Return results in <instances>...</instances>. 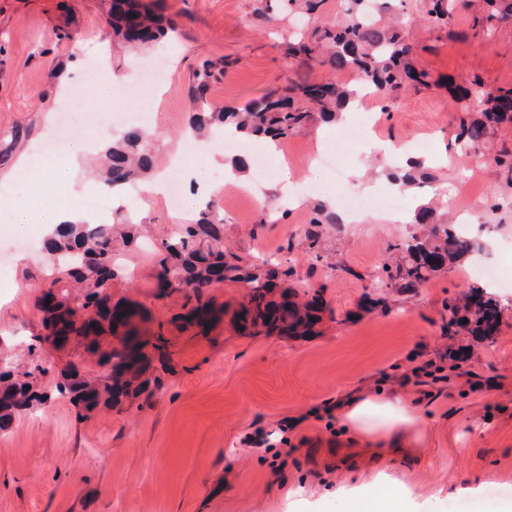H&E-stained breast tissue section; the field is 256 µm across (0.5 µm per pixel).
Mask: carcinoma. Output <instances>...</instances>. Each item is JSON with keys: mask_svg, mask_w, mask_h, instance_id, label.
<instances>
[{"mask_svg": "<svg viewBox=\"0 0 512 512\" xmlns=\"http://www.w3.org/2000/svg\"><path fill=\"white\" fill-rule=\"evenodd\" d=\"M377 0H345L347 21L336 29L313 31L309 40L295 39L288 43V55L308 69L326 68L336 74L351 73L370 87L381 99L389 92L409 83L418 93L436 84L426 71L415 72L410 61L411 46L403 29L395 22L382 24L375 18ZM426 14L434 21L447 25L455 15L461 0H427ZM484 13L474 19L472 30L489 36L500 23L512 22V0H483ZM115 34L136 47L153 44L158 38L175 31V25L164 18L156 3L145 0H123L120 8L108 12ZM216 65L203 62L194 73L193 92L204 97L215 78ZM309 85L291 81L283 89L288 97L273 94L238 111L199 110L191 117L190 128L200 137L216 135L226 129L255 141L270 139L278 143L305 130L313 120L311 108L305 105ZM465 99L466 112L454 139V148L467 153L487 141L496 126L512 124V87L487 91L483 81L475 76L459 89ZM353 96L348 86L339 80L323 84V92L312 100L323 119L330 120L343 110ZM25 132L15 127L10 138L0 133V166L8 164L13 149ZM155 133L142 127H132L112 141L102 155L99 176L112 188H122L147 179L152 171L150 146ZM497 172L512 185V151L502 149L495 155ZM223 218L212 206L202 212L194 224H187L173 236L162 241L158 261L160 288L186 291L194 303L178 316L186 324L206 331L219 320L217 311L205 291L213 276L222 273L221 280L245 282L248 292L233 313L232 321L253 336L278 333L305 336L319 320L323 302L314 297L300 306L283 291L275 299L276 281L292 276L293 270L263 269L243 262L226 259L222 242ZM472 240L460 237L451 224L434 226L430 235L417 236L400 246L398 264L382 266L378 288H420L443 267L453 268L474 251ZM44 249L52 269L51 280L45 285L56 293L62 303L44 316L48 335L63 325L66 335L81 339L85 351L99 355L98 365L110 358L117 359L124 371L113 376L100 371L93 376L74 371L56 384V391L70 397L72 403L92 409L104 403L114 406L119 398L148 389L151 379L146 372L157 362L160 369H169L172 353L170 339L160 330L147 346L136 343L141 351L136 360H128L131 342L139 336L136 320L143 318L139 306L132 301H118L112 308L101 305L109 296L115 265L114 229L112 225L64 224L48 239ZM497 299L482 286H472L460 300L448 303V332L465 329L471 334L491 337L488 312L498 310ZM467 322H462V319ZM47 369L36 365L33 370L15 377L10 371L0 372V427L9 423L12 415L34 404H47L50 397L38 393L37 386Z\"/></svg>", "mask_w": 512, "mask_h": 512, "instance_id": "carcinoma-1", "label": "carcinoma"}]
</instances>
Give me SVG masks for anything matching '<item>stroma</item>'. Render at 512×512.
<instances>
[{
    "instance_id": "obj_1",
    "label": "stroma",
    "mask_w": 512,
    "mask_h": 512,
    "mask_svg": "<svg viewBox=\"0 0 512 512\" xmlns=\"http://www.w3.org/2000/svg\"><path fill=\"white\" fill-rule=\"evenodd\" d=\"M393 8L417 68L459 83L478 75L491 89L512 86V23L487 40L473 34V10H459L444 27L428 19L423 0H395ZM163 12L177 29L162 50L109 48L116 74L143 55L165 57L173 67L172 80L149 101L150 125L160 135L156 172L183 151L194 109L244 108L288 81L327 78L323 70L303 73L289 56L297 25L284 0H163ZM108 30L103 0H0V131L21 126L36 143L61 126V69L73 45L97 56ZM205 59L223 64L224 73L198 99L193 74ZM368 112L378 119L377 138L432 142L425 178L403 198L404 221H388L386 202L415 151L381 161L354 142L338 170L315 172L312 154L331 149L339 129L318 119L278 143L270 157L295 177H315L318 191L295 204L274 175L252 173L248 188L229 182L212 196L226 250L292 268L289 286L320 297L316 335L246 336L227 319L206 335L171 330L175 355L160 388L118 411L80 413L55 393L71 355L38 340L43 254L18 244L23 237L44 242L49 232L41 226L0 232V258L7 261L0 275V362L19 372L45 354L53 363L43 381L48 406L20 413L0 430V512H344L340 489L377 477L411 491L428 512H501L512 501V209L492 208L499 182L493 156L512 150V126L475 151L478 170L460 194L457 184L473 159L453 147L456 95L443 87L417 95L400 89L389 111L369 97L345 121ZM360 169L384 207L351 224L312 227L313 205L336 208L335 192ZM138 195L147 209L135 219L148 233L141 247L119 250L112 297L138 303L153 330L182 313L184 303L179 291L159 295L156 249L195 218L146 190ZM428 201L442 216L458 207L457 229L477 249L421 288L377 287L382 265L399 257L396 243L428 233V225L408 221ZM312 231L320 238L315 258L307 251ZM490 260L503 277L489 286L504 308L494 341L449 335L448 300L481 283L478 270ZM389 392L424 398L428 420L412 456L382 470L348 445L337 405L353 394ZM259 438L264 446H256Z\"/></svg>"
}]
</instances>
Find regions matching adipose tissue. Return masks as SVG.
I'll return each mask as SVG.
<instances>
[{"mask_svg": "<svg viewBox=\"0 0 512 512\" xmlns=\"http://www.w3.org/2000/svg\"><path fill=\"white\" fill-rule=\"evenodd\" d=\"M130 78L105 71L92 92L76 89L72 80L63 79L61 92L67 93L72 109L85 111L128 99ZM88 148L84 141H70L62 156L41 158L23 155L19 168L27 170L32 186L0 201V215L7 223L22 228L28 225L58 226L82 224L96 219L86 207L90 184L80 179ZM426 412L414 408L397 394L354 395L344 400L340 419L353 443L364 445L378 463L385 464L397 454L419 443L418 425Z\"/></svg>", "mask_w": 512, "mask_h": 512, "instance_id": "adipose-tissue-1", "label": "adipose tissue"}]
</instances>
